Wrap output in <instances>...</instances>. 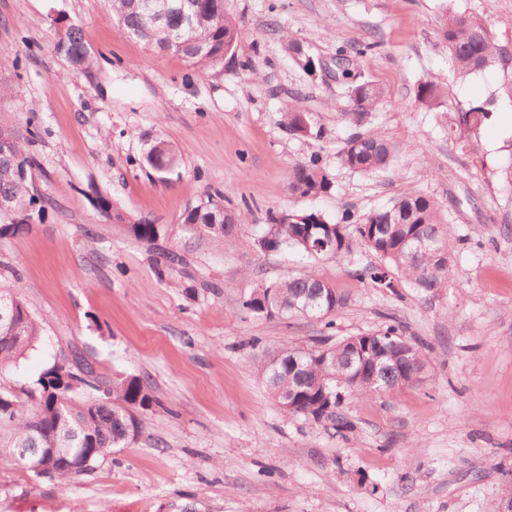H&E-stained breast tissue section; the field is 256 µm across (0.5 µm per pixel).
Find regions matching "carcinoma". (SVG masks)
I'll use <instances>...</instances> for the list:
<instances>
[{"label": "carcinoma", "instance_id": "carcinoma-1", "mask_svg": "<svg viewBox=\"0 0 512 512\" xmlns=\"http://www.w3.org/2000/svg\"><path fill=\"white\" fill-rule=\"evenodd\" d=\"M112 18L122 30L149 46L172 52L191 65L215 68L235 54L240 43L236 19L224 11V0H168L167 6L149 8L144 0H106ZM438 36L448 45L455 70L464 75L483 70L503 57L485 24L464 12H451L438 23ZM290 58L312 73L315 63L302 42L287 44ZM373 48L367 44L352 51H336V73L346 80L344 116L352 132L339 153L345 167L374 174L390 167L400 147L363 130V125L380 102L381 90L363 89L365 80L352 73L351 53L361 55ZM54 52L75 70H89L94 56L81 29L70 24L56 32ZM447 94L434 81L420 83L416 100L429 109L442 106ZM486 102L448 110V139L460 141L487 119ZM45 130L31 116L25 130L0 122V140L11 149L0 153V238L16 235L29 225L45 220L43 197L34 193L35 157L32 148L43 140ZM151 169L171 172L178 165V149L171 142L156 139L144 154ZM332 188L328 172L313 156L292 164L288 192L303 198L320 197ZM92 202L108 220L118 213L111 200L94 192ZM288 220L262 225L255 246L263 252L294 251L314 262L325 257H343L363 245L380 260L377 266L355 271L360 280L393 287L400 278L426 296L448 287L454 274L450 238L452 229L441 215L438 202L421 193L402 195L379 210L352 218L348 223L332 222L314 210H286ZM245 218L224 206V194L207 192L182 214L180 226L190 237L207 236L223 244L237 233ZM132 239L157 247L168 242V228L138 220L124 225ZM181 247L163 248L156 275L162 280L183 264ZM16 304L17 329L0 327V371L11 367L34 348L42 327L24 300L11 291L0 290ZM344 305V297L329 282L315 276H283L269 281L260 278L243 296V315L259 320L290 323L313 319L327 329L329 315ZM427 360L422 351L394 326L383 330L345 336L334 344L319 341L310 348H284L264 356L258 363L259 376L277 405L288 413L328 426L341 434L351 421L342 412L344 396L355 398L389 393L397 388L424 382ZM66 382L60 383L58 364L47 368L30 387L19 390L0 387V458L12 460L16 448H33L45 476L67 484L79 475L76 462L51 449L59 447V435L73 432L71 455L93 449L91 463L105 458L112 449L134 438L140 430L137 413L160 405L149 384L136 376L106 381L92 362L77 356L64 368Z\"/></svg>", "mask_w": 512, "mask_h": 512}]
</instances>
